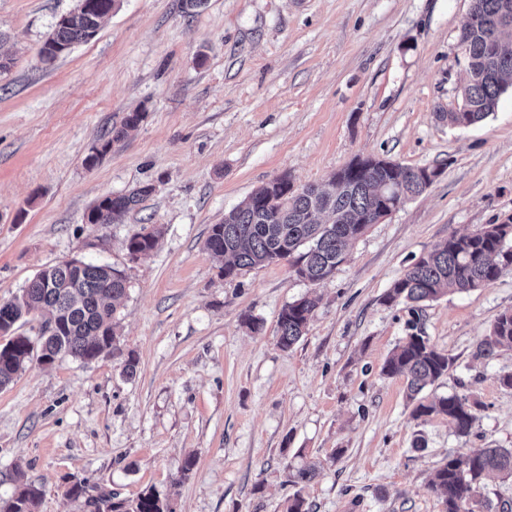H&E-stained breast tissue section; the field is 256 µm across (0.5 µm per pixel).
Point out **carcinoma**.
<instances>
[{
	"mask_svg": "<svg viewBox=\"0 0 512 512\" xmlns=\"http://www.w3.org/2000/svg\"><path fill=\"white\" fill-rule=\"evenodd\" d=\"M512 0H472L460 44L467 60L469 80L463 88L464 112L448 113V124L468 127L493 112L497 101L512 86V50L498 52L497 40L512 42V26L496 30V20ZM116 6V0H77L69 13L54 24L44 44L72 52L78 44L93 39L101 22ZM141 112H130L120 126L101 135L85 158L95 165L114 141L143 120ZM154 190L150 184L128 193L107 194L90 208V224H118ZM424 187L417 169L365 167L350 172L341 181L331 179L325 186L294 188L288 176L272 179L252 191L237 207L224 214V220L211 227L205 247L222 263L220 273L236 276L240 270L265 266L280 260L290 264L296 276L311 284L328 279L345 260V249L363 235L390 207L399 210ZM159 234L151 226L131 237L126 250L131 259L152 251ZM512 272V216L499 218L472 233L448 235L411 265L384 296L388 304L406 303L411 310L448 293L487 286ZM124 271L107 264L79 261L71 266L60 263L40 270L18 296L0 303V387L10 384L33 358L50 362L70 356L84 363L119 351L114 330L116 302L127 292ZM316 298L304 295L286 304L278 314L279 348L285 352L306 334L317 307ZM29 316L40 318L36 337L16 331L15 325ZM55 325L56 333L46 334L45 326ZM512 348V309L501 312L489 333L477 345V355L490 357L495 350ZM455 359L439 350L427 336L413 333L388 356L382 373L403 376L409 397L415 401L416 418L442 415L460 436L470 434L477 419L476 403L456 394L430 402L419 394L448 375ZM317 468L306 464L287 474V482L297 486L316 477ZM492 475L512 477V448H486L480 452L448 458L435 471L430 482L438 494L443 512H461L462 505L481 494ZM14 494L0 500V512H40L41 486L17 477ZM69 494L84 498L89 512H173L169 501L149 489L134 501L114 493L89 494L84 483L74 484Z\"/></svg>",
	"mask_w": 512,
	"mask_h": 512,
	"instance_id": "carcinoma-1",
	"label": "carcinoma"
}]
</instances>
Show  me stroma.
I'll return each mask as SVG.
<instances>
[{"instance_id":"obj_1","label":"stroma","mask_w":512,"mask_h":512,"mask_svg":"<svg viewBox=\"0 0 512 512\" xmlns=\"http://www.w3.org/2000/svg\"><path fill=\"white\" fill-rule=\"evenodd\" d=\"M76 2L0 0V301L69 259L124 270L120 352L34 360L0 388V498L20 470L42 487L41 512H87L69 494L80 481L129 501L152 488L175 512H285L288 467L313 463L311 512H442L429 482L443 460L512 448L499 381L512 350L476 354L512 309V273L423 306V334L455 360L423 395L477 403L464 437L445 417L413 418L404 378L383 375L412 332L383 296L449 234L512 214V88L476 125L444 118L467 79L471 0H208L191 17L182 0H120L94 39L44 66L41 45ZM133 111L141 123L86 166ZM358 156L440 174L320 284L284 261L220 274L205 242L225 213L276 177L320 186ZM144 184L153 193L121 223L87 222L100 197ZM148 225L156 247L130 259ZM308 293V331L282 351L278 314Z\"/></svg>"}]
</instances>
